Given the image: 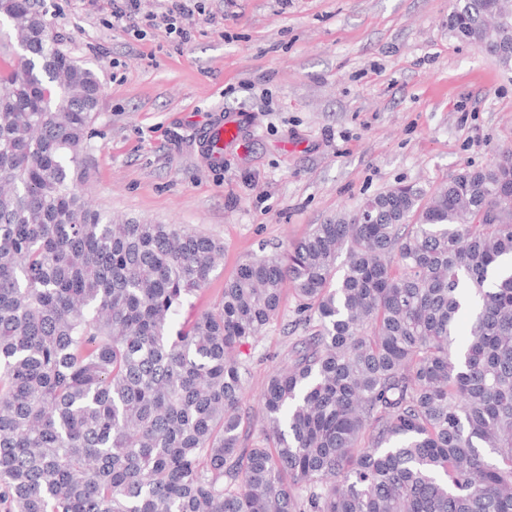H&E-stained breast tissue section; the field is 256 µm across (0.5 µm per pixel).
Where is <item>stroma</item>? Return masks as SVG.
Returning a JSON list of instances; mask_svg holds the SVG:
<instances>
[{
  "label": "stroma",
  "instance_id": "1",
  "mask_svg": "<svg viewBox=\"0 0 512 512\" xmlns=\"http://www.w3.org/2000/svg\"><path fill=\"white\" fill-rule=\"evenodd\" d=\"M188 43L149 17L112 25L110 0H37L60 47L92 68L98 111L83 151V193L116 219L179 224L224 246L192 298L211 308L247 257L280 251L313 225L397 184L431 191L512 148V65L449 37L451 0H202ZM236 115L241 140L216 167L199 128ZM285 287L246 386L247 429L288 348Z\"/></svg>",
  "mask_w": 512,
  "mask_h": 512
}]
</instances>
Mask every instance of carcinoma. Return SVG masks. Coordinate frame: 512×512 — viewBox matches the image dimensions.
Returning a JSON list of instances; mask_svg holds the SVG:
<instances>
[{
    "label": "carcinoma",
    "mask_w": 512,
    "mask_h": 512,
    "mask_svg": "<svg viewBox=\"0 0 512 512\" xmlns=\"http://www.w3.org/2000/svg\"><path fill=\"white\" fill-rule=\"evenodd\" d=\"M0 16L22 49L0 73L7 512H512V149L248 257L179 323L224 246L92 209L98 79L31 0ZM448 34L511 64L512 0H453ZM288 283L304 335L252 440L244 389Z\"/></svg>",
    "instance_id": "carcinoma-1"
}]
</instances>
